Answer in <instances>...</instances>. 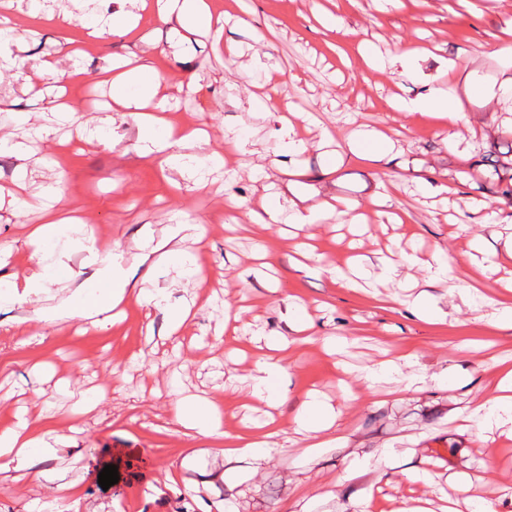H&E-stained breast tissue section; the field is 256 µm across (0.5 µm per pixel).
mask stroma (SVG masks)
<instances>
[{"mask_svg":"<svg viewBox=\"0 0 512 512\" xmlns=\"http://www.w3.org/2000/svg\"><path fill=\"white\" fill-rule=\"evenodd\" d=\"M240 7L241 24L225 25L218 38L173 31L143 10L141 0H41L37 12L32 0L0 7V17L16 23L0 41V55L13 62L0 76V245L11 248L0 256V282L38 271L58 287L72 277L100 287L98 266L72 229L47 246L41 262L29 258L25 231L39 215L22 201L47 199L55 187L61 190L53 200L56 209L79 211L95 232L118 239L128 255L145 236L159 239L172 225L205 220L200 257L208 271L195 293L172 282L184 257L138 271L148 282L171 286L170 304L198 301L195 324L177 350L161 337L160 309L146 318L130 308L125 322L104 331L72 318L64 331L42 328L18 336L12 328L18 317L56 306V299L42 293L22 304L0 303V428L21 416L38 417L46 429L66 434L67 442L45 466L82 489L74 508L56 499L48 483L0 474V512H286L301 487L324 493L318 512H358L370 496L392 512L404 500L449 493L451 475L482 482L493 499L512 492V452L490 458L475 429L459 418L465 406L486 397L491 357L512 358V330L498 328L457 293H448L472 285L494 293L504 274L512 199L499 193L498 176L481 159L512 142V99L490 101L482 90L512 76V68L492 53L493 47L512 45V0H395L384 13L378 0H241ZM118 11L142 14L136 35L83 43L78 58L65 52L81 18L108 20ZM325 12L339 18V30L321 25ZM362 40L384 55L400 45L417 50L413 77L363 69L356 59ZM115 52L136 65L152 62L162 77L154 102L166 115L208 126L210 143L186 148L188 158L223 151L225 131L240 132L245 153L207 172L208 191L194 190L190 168L166 171L144 154L132 119L110 121L97 109V102L110 101L113 89L95 75ZM254 54L264 67L245 74L243 58ZM46 56L57 58L58 71L41 76L34 65ZM466 59L470 68L450 69V62ZM431 77L463 104L458 146L447 144L432 119L390 106L393 95L423 94ZM33 84L42 85L43 97H33ZM59 92L85 112L86 125L58 121L49 101ZM274 92L309 122L308 148L300 155L277 153L273 117L248 109L252 96ZM357 122L387 134L397 157L372 163L352 156L344 137ZM327 133L334 138L332 157L319 146ZM439 184L444 192H436ZM387 193L394 200L391 213L407 212L408 223H394L374 206ZM228 194L256 208L267 199L284 207L337 198L358 205L365 220L357 236L328 222L303 229L278 224L267 233L242 216L230 231ZM262 248L271 263L259 259ZM403 250L419 259L405 277H372L346 289L322 272L354 251L373 268L379 254ZM439 250L452 260V279L431 286L426 264ZM250 269L259 275L242 286L235 275ZM271 287L277 290L274 303L268 299ZM424 290L444 311L442 321L430 323L409 310ZM243 292L245 333L216 345L213 333L223 324L225 298ZM294 304L305 306L316 335L352 337L346 361L355 372L341 377L320 350H299L288 363L292 400L281 407V421L310 394L338 407L347 385L359 398L343 417L334 447L308 457L287 443L273 448L257 473L221 479V443L181 437L172 407L181 394L215 400L231 431L263 420L265 405L248 394L257 355L251 338L285 331ZM148 322L159 335L150 350L143 341ZM233 350L238 356L232 376L224 355ZM407 352L414 356L413 371L427 377L424 390L364 392L359 370ZM86 396L94 399V409L76 414ZM106 448L142 452L134 468L118 471L123 494L103 490L88 470L94 454ZM388 448L396 450L397 466L391 483L380 484L376 468ZM423 470L437 474L436 484L411 481L412 473ZM172 471L193 481L197 493L173 488L167 479Z\"/></svg>","mask_w":512,"mask_h":512,"instance_id":"35a3bbf8","label":"stroma"}]
</instances>
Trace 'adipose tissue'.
<instances>
[{
    "label": "adipose tissue",
    "instance_id": "ef3b65f1",
    "mask_svg": "<svg viewBox=\"0 0 512 512\" xmlns=\"http://www.w3.org/2000/svg\"><path fill=\"white\" fill-rule=\"evenodd\" d=\"M155 15L164 23L191 30L202 28L214 34H222L229 14L213 12L207 0H156ZM101 79H112L122 89L115 97L117 111L129 116L137 125L140 138L146 142L147 153L160 155V164L172 169L184 162L181 153L183 144L199 140L198 131L186 126L167 122L164 117L147 113L150 101L149 92L157 88L159 78L151 64L124 68L119 55L109 59L108 70L100 71ZM394 111L409 115L415 112H428L438 120L441 129L447 130L446 140L456 144L458 129L464 115L460 104L451 102L449 91L437 83H430L425 94L414 99L403 97L392 101ZM232 209L242 212L251 223L263 228H271L280 219L299 227H307L325 218H335L337 224L356 226V205L340 202L337 204L322 201L307 208L289 207L287 212L268 209L256 212L249 209L240 199L230 201ZM82 240L91 257L99 264V277L103 290L86 292L77 288L65 302V317L75 316L90 321L92 326L107 329L114 321L125 318L129 305L152 306L164 310L167 320V338L176 339L194 325L190 305L170 306L168 294L163 288H146L136 279L137 270L156 255L169 258L175 256V249L169 248L167 241L144 239L136 254L131 257L130 266L116 263L115 256L120 249L119 242L97 237L92 227L81 225ZM287 334L268 336L264 339L267 348L254 365L251 378V393L274 404H284L289 398L287 388L276 386V379L287 369L288 356L295 350L316 345L336 356L347 354L350 342L345 338L316 337L312 325L298 324L294 318H287ZM411 354H404L401 362H383L365 369L362 380L368 389L384 381L395 382L399 391L409 392L419 389L426 377L420 373L404 374L401 363L411 362ZM497 382L489 396L466 409V420L478 433L496 434L499 444L512 443V363L500 361L495 365ZM342 412L323 401L311 398L296 408L292 418L293 432L304 441L308 453L314 454L335 442L336 425ZM174 422L179 433L185 438H212L223 442L226 462L243 463L251 471H258L268 458V448L276 439L283 437L282 425L267 421L257 425L255 430L224 431L221 414L213 402L206 399L186 397L175 404ZM54 448L45 441L37 423L19 419L15 426L0 429V473L16 472L20 478L35 477L52 483L56 494L69 498L75 492V482H56L51 470L32 471L33 458H51Z\"/></svg>",
    "mask_w": 512,
    "mask_h": 512
}]
</instances>
